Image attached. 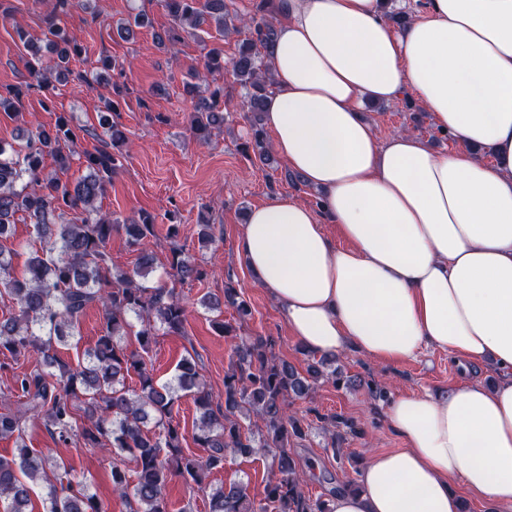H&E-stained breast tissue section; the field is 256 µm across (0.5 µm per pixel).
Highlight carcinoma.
Returning <instances> with one entry per match:
<instances>
[{"label":"carcinoma","mask_w":512,"mask_h":512,"mask_svg":"<svg viewBox=\"0 0 512 512\" xmlns=\"http://www.w3.org/2000/svg\"><path fill=\"white\" fill-rule=\"evenodd\" d=\"M265 6L266 0H260L259 15L245 21L230 14L224 0H165L173 23L170 40L179 30L205 25L221 35L244 34L230 61L224 60V49L212 48L203 68L228 71L245 90L250 144L263 163L271 161L263 115L273 85L268 56L275 35L274 18L265 14ZM19 37L31 52L26 62L29 90L41 86L51 70L66 77L71 60L82 54L80 44L52 19L40 45L25 39L22 31ZM196 78L198 73L188 74L183 87L195 99L192 128L204 138L224 123L223 88L202 91ZM21 96L19 89L0 91V112L19 115ZM114 110L113 102L105 103L99 125L115 145L126 136L112 120ZM24 131L20 150L0 143V298L17 306L15 314L0 319V367L21 369L15 374L14 395L3 396L5 409L0 411V437L15 438L13 457L0 458V512H27L38 483L46 488L44 512H105L87 482L72 475L63 460L51 462L26 444L23 435L31 420L42 421L64 442L75 437L87 448L128 455L135 477L114 462L112 487L127 501L129 512H168L164 488L173 475L200 488L208 512H331L330 499L313 500L303 491L293 442L303 438L304 428L287 414L288 400L310 396L328 361L308 365L303 375L275 358L272 337L250 336L237 345L234 366L224 375V404L214 403L193 356L178 363L171 380L159 382L144 354L159 335H185L187 310L174 289L149 284L156 264L154 217L141 212L119 224L102 212L98 201L122 167L118 155L105 148L84 153L88 175L76 182L59 176L76 154V135L65 114L51 128L39 124ZM47 156L57 166L54 173L45 172ZM18 214L33 224L41 243L19 275L14 269L18 250L7 245ZM120 230L138 252L130 270L116 266L108 249L112 232ZM168 264L181 283L202 282L213 273L176 244ZM202 304L218 312L231 306L243 320L251 316L230 283L224 297L210 295ZM91 305L103 310L101 334L94 349L73 364L58 356L57 348L80 335V317ZM132 316L140 322L135 332L140 354L127 351L123 343ZM132 376L137 378L134 387L127 384ZM184 396L192 397L199 410L193 440L207 450L205 456L185 451V434L174 421V406ZM251 417L261 424L256 434L245 431L242 423ZM257 448L270 452L277 466L264 487V500L255 502L241 483L226 487L206 482L224 468L227 455L252 454Z\"/></svg>","instance_id":"cac0c4a2"}]
</instances>
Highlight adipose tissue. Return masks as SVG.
<instances>
[{"mask_svg":"<svg viewBox=\"0 0 512 512\" xmlns=\"http://www.w3.org/2000/svg\"><path fill=\"white\" fill-rule=\"evenodd\" d=\"M385 7L277 0L264 123L322 201L253 208L236 250L313 353L433 347L502 373L392 399L405 448L368 455L332 512H460L456 479L512 512V0H426L402 28ZM406 96L472 152L378 140L361 104Z\"/></svg>","mask_w":512,"mask_h":512,"instance_id":"adipose-tissue-1","label":"adipose tissue"}]
</instances>
